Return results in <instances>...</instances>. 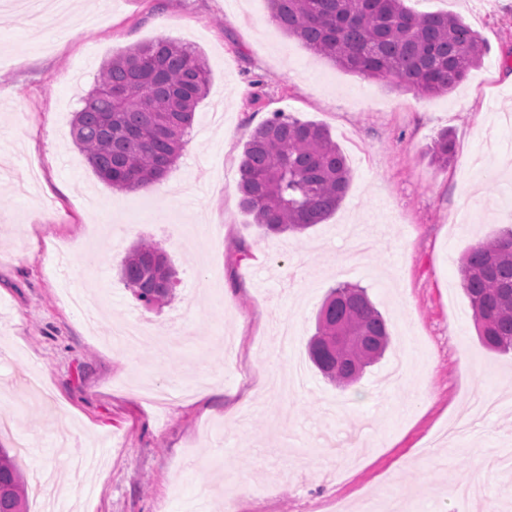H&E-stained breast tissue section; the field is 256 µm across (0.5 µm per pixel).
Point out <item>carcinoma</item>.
<instances>
[{
    "mask_svg": "<svg viewBox=\"0 0 512 512\" xmlns=\"http://www.w3.org/2000/svg\"><path fill=\"white\" fill-rule=\"evenodd\" d=\"M287 34L341 68L392 79L420 97L444 95L483 58L478 35L460 17L418 14L405 0H269ZM202 56L170 38L129 47L99 71L75 113L71 137L95 173L117 190L155 183L177 162L195 109L208 88ZM431 163L446 167L455 142L443 130ZM240 206L273 234L301 233L332 215L346 195L347 159L329 130L283 112L244 143ZM461 287L488 348L512 351V226L468 250ZM120 276L146 307L172 297L173 270L161 247L140 241L126 253ZM389 344L386 321L366 290L343 282L330 289L318 315L309 357L330 382H357ZM27 484L15 458L0 448V512H26Z\"/></svg>",
    "mask_w": 512,
    "mask_h": 512,
    "instance_id": "cac0c4a2",
    "label": "carcinoma"
}]
</instances>
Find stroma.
<instances>
[{"mask_svg":"<svg viewBox=\"0 0 512 512\" xmlns=\"http://www.w3.org/2000/svg\"><path fill=\"white\" fill-rule=\"evenodd\" d=\"M460 16L486 46L458 87L420 98L349 73L271 24L267 0H110L111 22L0 0V448L68 512H348L399 497L404 512H512V354L486 348L460 258L512 225V0H407ZM167 37L210 73L189 143L162 188L119 191L73 145L80 98L126 48ZM326 126L351 177L336 212L303 234L264 233L239 205L244 143L272 113ZM449 130L448 167L428 149ZM175 271L145 308L120 263L138 240ZM366 288L391 342L341 389L307 343L329 290ZM98 296L97 330L66 298ZM174 339L159 354L112 341L113 321ZM467 369H460V355ZM224 386L211 393L212 383ZM304 454L306 468L289 466Z\"/></svg>","mask_w":512,"mask_h":512,"instance_id":"1","label":"stroma"}]
</instances>
